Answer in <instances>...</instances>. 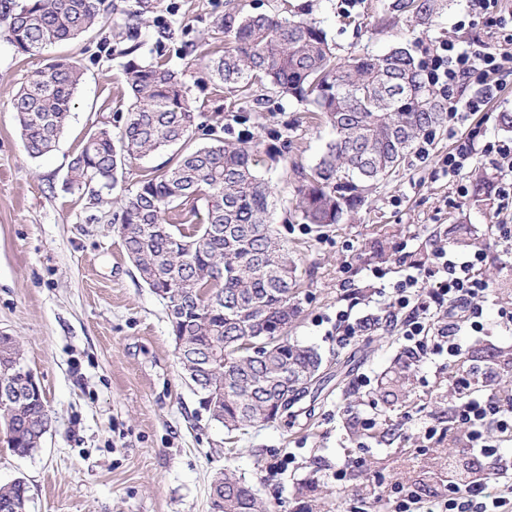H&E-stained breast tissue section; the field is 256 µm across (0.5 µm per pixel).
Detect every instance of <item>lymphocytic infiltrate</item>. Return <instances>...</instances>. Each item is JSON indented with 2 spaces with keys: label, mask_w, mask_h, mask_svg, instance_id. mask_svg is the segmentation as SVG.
<instances>
[{
  "label": "lymphocytic infiltrate",
  "mask_w": 512,
  "mask_h": 512,
  "mask_svg": "<svg viewBox=\"0 0 512 512\" xmlns=\"http://www.w3.org/2000/svg\"><path fill=\"white\" fill-rule=\"evenodd\" d=\"M423 68L428 81L445 87L468 82L474 74H512V51L481 41L465 45L447 43L442 53L425 55ZM479 130H470L455 151L440 160L444 174L458 175L475 155L512 157V144L503 141L479 143ZM487 253L477 249L461 252L436 249L428 266L407 261L405 273L384 295V320L397 327L407 342L410 357L446 354L456 358L463 352L465 334L482 332V300L492 286L479 278L478 269ZM494 366L465 371L454 377L456 401L448 425L426 427V439H444L462 433L480 466L467 482L449 481L440 499H426L404 485L393 487L394 512H512V459L501 447L512 442V402L490 394H479L480 382L493 378Z\"/></svg>",
  "instance_id": "lymphocytic-infiltrate-1"
}]
</instances>
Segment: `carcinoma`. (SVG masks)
<instances>
[{
  "label": "carcinoma",
  "instance_id": "1",
  "mask_svg": "<svg viewBox=\"0 0 512 512\" xmlns=\"http://www.w3.org/2000/svg\"><path fill=\"white\" fill-rule=\"evenodd\" d=\"M123 22L112 36L125 44L123 81L129 95L127 120L118 135L96 125L70 160L66 183L118 184L124 161L172 144L185 146L175 165L139 181L112 214L136 271L156 294L169 295L172 335L183 342L182 371L212 355L200 396H221L214 420L232 435L275 423L300 400L317 377L321 354L292 342L288 324L300 311L299 264L271 224L272 186L258 171L260 144L216 136L191 147L194 104L178 73L142 59L141 29L161 0H123ZM445 0H394L406 21L426 24ZM118 10L106 0H0V33L20 55L41 53L104 26ZM224 33V54L210 61L219 82L232 88L268 82L286 96L313 107L333 131L319 161L304 176L297 207L316 229L338 224L356 208L374 182L391 176L423 136L444 125L447 103L425 81L419 62L403 47L383 55L352 51L336 61L325 31L305 19L276 15L214 17ZM83 70L56 56L11 100L28 154L51 151L64 133ZM204 201L205 222L174 224L166 215L179 205ZM184 248H173L171 236ZM18 341L0 346V386L23 388ZM404 371L378 382L383 399H399ZM50 422L46 403L24 396L0 406L7 446L27 456ZM28 487L18 479L0 486V512H28ZM211 512H269L255 490L233 470L214 477Z\"/></svg>",
  "mask_w": 512,
  "mask_h": 512
}]
</instances>
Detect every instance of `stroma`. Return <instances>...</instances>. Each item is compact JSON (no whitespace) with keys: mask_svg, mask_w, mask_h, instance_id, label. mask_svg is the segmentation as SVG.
I'll use <instances>...</instances> for the list:
<instances>
[{"mask_svg":"<svg viewBox=\"0 0 512 512\" xmlns=\"http://www.w3.org/2000/svg\"><path fill=\"white\" fill-rule=\"evenodd\" d=\"M391 0H163L161 23L143 31L141 56L177 71L194 101L196 123L218 125L225 139L261 143L259 173L274 185L272 222L303 269L300 314L290 338L318 349L323 363L312 393L297 404L295 421L248 428L236 444L198 403L176 357L166 302L145 285L112 222L113 195L90 201L87 190L66 183L68 163L93 125L119 129L127 117L120 44L111 27L34 56L15 53L0 38V334L14 336L45 398L50 426L31 455H13L0 439V484L25 480L30 512H210V484L224 468L237 470L271 512H299L297 480L319 478L316 512L368 507L372 491L387 495L399 482L435 499L449 467L475 468L461 442L421 446L423 423L441 427L453 400L446 357L412 369L401 402L384 403L377 382L400 367L406 343L396 333L373 331L342 344L336 311L379 314L375 251L407 245L414 258L439 243L479 240L494 286L484 310L485 336L469 344L472 363L503 369L494 384L512 388V331L500 327L498 310L512 307V253L495 245V226L512 223L496 186L512 178L506 163L476 157L458 176L446 177L440 159L469 130L487 139H512L501 123L512 113V75H497L499 89L477 112L448 121L431 137L428 155L409 154L390 178L374 184L343 223L321 231L306 226L295 209L300 172L317 163L332 139L330 128L295 99L273 88L233 92L218 83L207 62L224 48L214 15L235 7L317 22L337 47L380 53L393 46L440 52L442 44L482 40L512 46V0H498L483 17L469 19L466 0H450L432 22L411 25L395 18ZM64 55L84 71L69 124L55 150L34 158L25 150L11 110L12 95L49 58ZM485 178L486 195L459 196V185ZM360 406L388 429L382 439L358 444L341 413ZM370 473L354 468L356 458ZM288 465L278 474L270 468ZM353 469L345 482L333 474Z\"/></svg>","mask_w":512,"mask_h":512,"instance_id":"35a3bbf8","label":"stroma"}]
</instances>
